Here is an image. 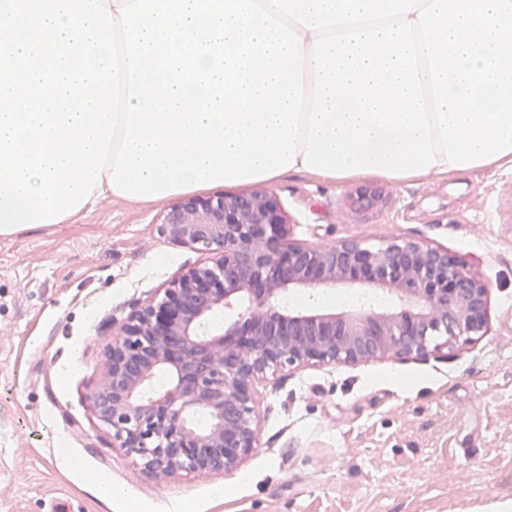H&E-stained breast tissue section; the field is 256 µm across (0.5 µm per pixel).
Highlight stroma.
Wrapping results in <instances>:
<instances>
[{
  "instance_id": "obj_1",
  "label": "stroma",
  "mask_w": 512,
  "mask_h": 512,
  "mask_svg": "<svg viewBox=\"0 0 512 512\" xmlns=\"http://www.w3.org/2000/svg\"><path fill=\"white\" fill-rule=\"evenodd\" d=\"M364 185L291 173L267 190L295 240L448 250L491 289L489 333L424 361L269 377L259 446L229 473L157 477L91 400L113 323L206 260L158 235L168 202L105 197L0 237V512H512V171L378 179L388 206L356 214Z\"/></svg>"
}]
</instances>
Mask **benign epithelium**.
Segmentation results:
<instances>
[{
    "instance_id": "7a95c632",
    "label": "benign epithelium",
    "mask_w": 512,
    "mask_h": 512,
    "mask_svg": "<svg viewBox=\"0 0 512 512\" xmlns=\"http://www.w3.org/2000/svg\"><path fill=\"white\" fill-rule=\"evenodd\" d=\"M385 203L377 188L358 209ZM157 232L208 260L175 276L113 330L91 399L119 447L157 474L239 466L259 445V387L268 376L319 364L424 361L487 335L490 288L429 242L378 245L294 241L291 218L266 191L181 199ZM346 286L381 291L398 304L361 303L336 314L290 311L294 292ZM225 314L224 325L213 321ZM208 424L200 427L195 416Z\"/></svg>"
}]
</instances>
